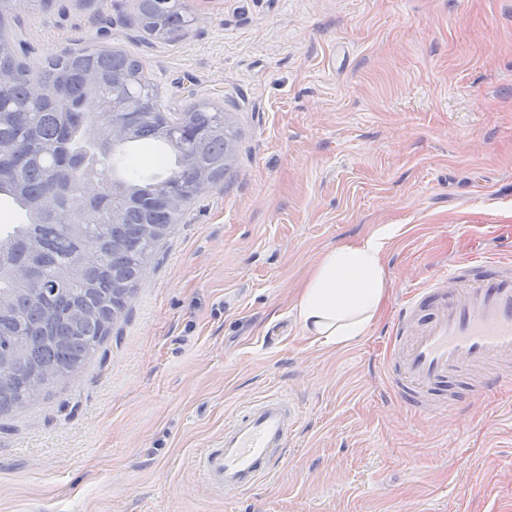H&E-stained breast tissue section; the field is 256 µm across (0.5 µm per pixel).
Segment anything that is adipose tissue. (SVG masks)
Listing matches in <instances>:
<instances>
[{"instance_id": "adipose-tissue-1", "label": "adipose tissue", "mask_w": 512, "mask_h": 512, "mask_svg": "<svg viewBox=\"0 0 512 512\" xmlns=\"http://www.w3.org/2000/svg\"><path fill=\"white\" fill-rule=\"evenodd\" d=\"M389 227L327 249L298 291L295 309L304 336L321 347L366 335L380 317L391 282L385 264Z\"/></svg>"}]
</instances>
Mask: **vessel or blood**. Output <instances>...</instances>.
I'll list each match as a JSON object with an SVG mask.
<instances>
[{"mask_svg":"<svg viewBox=\"0 0 512 512\" xmlns=\"http://www.w3.org/2000/svg\"><path fill=\"white\" fill-rule=\"evenodd\" d=\"M486 373L512 380V261L469 255L418 286L402 306L387 379L405 406L429 414L457 406L462 380L484 391ZM298 418L284 396L246 406L225 425L220 448L201 460L210 484L245 491L270 475Z\"/></svg>","mask_w":512,"mask_h":512,"instance_id":"vessel-or-blood-1","label":"vessel or blood"}]
</instances>
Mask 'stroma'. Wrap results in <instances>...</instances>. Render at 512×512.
<instances>
[{"mask_svg": "<svg viewBox=\"0 0 512 512\" xmlns=\"http://www.w3.org/2000/svg\"><path fill=\"white\" fill-rule=\"evenodd\" d=\"M150 37L137 0L18 9L32 69L133 54L166 112L237 139L84 370L0 417V512H512V381L419 414L384 376L413 287L475 251L512 258V0H187ZM386 225L391 292L366 336L309 344L293 309L329 247ZM300 410L273 479L198 466L243 406Z\"/></svg>", "mask_w": 512, "mask_h": 512, "instance_id": "1", "label": "stroma"}]
</instances>
